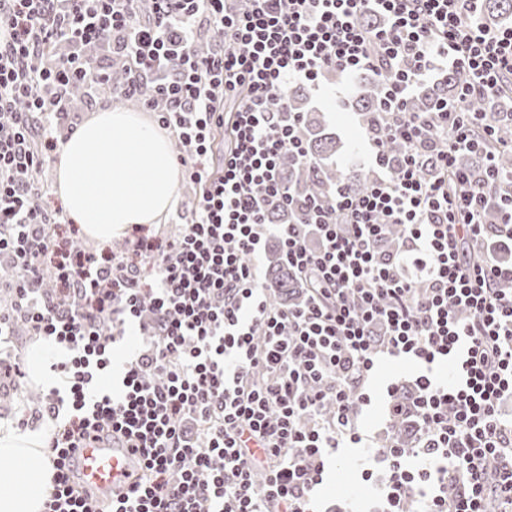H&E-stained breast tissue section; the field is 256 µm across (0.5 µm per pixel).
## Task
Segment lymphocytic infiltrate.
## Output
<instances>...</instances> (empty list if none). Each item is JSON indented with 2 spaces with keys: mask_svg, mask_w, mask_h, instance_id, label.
<instances>
[{
  "mask_svg": "<svg viewBox=\"0 0 512 512\" xmlns=\"http://www.w3.org/2000/svg\"><path fill=\"white\" fill-rule=\"evenodd\" d=\"M482 12L483 0H0V254L17 273L0 339L22 317L71 352L43 406L44 512H310L330 450L363 440L353 409L370 405L383 356L418 366L408 402L387 387L417 441L375 452L385 512H405L423 487L427 512H486L492 496L512 512V426L499 411L512 396V263L486 255L492 197L455 166L483 124L471 101L512 94V26ZM203 29L213 52L196 47ZM94 45L111 63L86 55ZM451 69L466 74L458 99L412 111ZM330 70L384 83V122L364 151L375 177L361 194L300 200L280 160L309 164L302 116L273 102ZM78 82L140 98L175 134L196 195L173 235L139 225L122 254L86 251L61 204L36 203L33 174L56 158ZM390 141L405 147L396 173ZM276 209L290 220L273 229ZM393 225L404 239L382 252ZM271 230L310 285L300 306H276L263 285ZM134 324L145 341L105 389ZM445 360L449 384L434 372ZM92 445L134 462L108 507L79 481L78 451Z\"/></svg>",
  "mask_w": 512,
  "mask_h": 512,
  "instance_id": "f902f5d3",
  "label": "lymphocytic infiltrate"
}]
</instances>
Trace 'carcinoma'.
Listing matches in <instances>:
<instances>
[{
  "mask_svg": "<svg viewBox=\"0 0 512 512\" xmlns=\"http://www.w3.org/2000/svg\"><path fill=\"white\" fill-rule=\"evenodd\" d=\"M484 19L507 20L512 17V0H485ZM463 75L450 70L447 76L434 86L424 88L421 100L415 102L417 108L426 110L435 107L439 100H453L457 97ZM382 84L377 79H370L361 84L352 101V110L358 116L359 123L367 128L377 124V112L381 111ZM307 94L302 85L288 87V95L275 100V107L288 105L292 112L304 113V122L308 129L306 146L312 168H305L295 163L288 155L281 161V169L285 181L300 197L319 198L334 186L343 184L354 192L365 190L372 177L369 168L358 167L349 170L336 164L334 156L338 141L327 131L328 121L325 115L317 110L306 108ZM471 108L488 113L486 121L496 130L494 137H488L481 129L474 131V137L483 140L484 148L496 153L497 176H487L483 168L482 153H473L460 157V165L468 170L474 179L488 185V189L496 196L512 193V151L502 148L504 142L512 138V126L499 120L497 113L511 112L512 101L507 98L496 100L490 107L483 101H474ZM265 288L271 293L279 305H286L298 299L299 292L306 287L302 278L296 276L288 265L279 258V254L267 257L264 274Z\"/></svg>",
  "mask_w": 512,
  "mask_h": 512,
  "instance_id": "obj_1",
  "label": "carcinoma"
}]
</instances>
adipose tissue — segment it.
<instances>
[{
  "label": "adipose tissue",
  "instance_id": "1",
  "mask_svg": "<svg viewBox=\"0 0 512 512\" xmlns=\"http://www.w3.org/2000/svg\"><path fill=\"white\" fill-rule=\"evenodd\" d=\"M178 171L166 135L135 113L104 109L63 147L58 190L91 239L106 244L155 224L175 205ZM49 424L0 427V512H43L53 478Z\"/></svg>",
  "mask_w": 512,
  "mask_h": 512
}]
</instances>
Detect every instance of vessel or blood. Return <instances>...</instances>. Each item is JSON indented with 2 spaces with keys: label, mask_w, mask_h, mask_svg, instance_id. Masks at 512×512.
I'll return each mask as SVG.
<instances>
[{
  "label": "vessel or blood",
  "mask_w": 512,
  "mask_h": 512,
  "mask_svg": "<svg viewBox=\"0 0 512 512\" xmlns=\"http://www.w3.org/2000/svg\"><path fill=\"white\" fill-rule=\"evenodd\" d=\"M79 471L82 484L103 501L127 491L128 464L113 448H83L79 451Z\"/></svg>",
  "instance_id": "1"
}]
</instances>
